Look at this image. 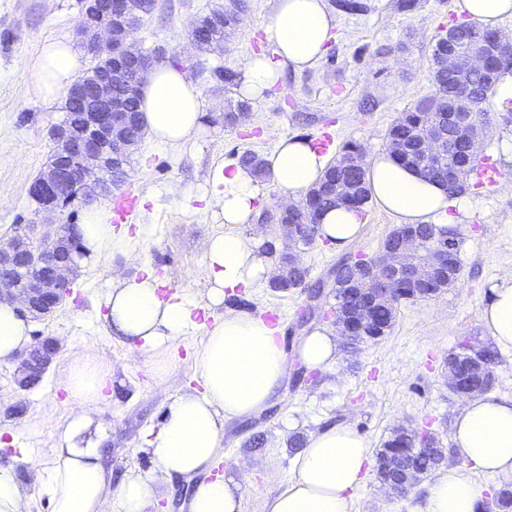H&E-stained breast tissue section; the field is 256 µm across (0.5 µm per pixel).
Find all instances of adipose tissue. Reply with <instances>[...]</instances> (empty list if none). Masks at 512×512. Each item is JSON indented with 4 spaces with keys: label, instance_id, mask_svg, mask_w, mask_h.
Returning <instances> with one entry per match:
<instances>
[{
    "label": "adipose tissue",
    "instance_id": "adipose-tissue-1",
    "mask_svg": "<svg viewBox=\"0 0 512 512\" xmlns=\"http://www.w3.org/2000/svg\"><path fill=\"white\" fill-rule=\"evenodd\" d=\"M456 10L469 22L495 29L512 15V0H456ZM336 26L328 0H275L272 18L263 28L272 52L246 64L237 83L240 97L263 99L280 82L284 68L302 72L316 67ZM81 66L72 43L46 42L32 64V94L55 98ZM139 91V109L151 139L178 147L199 136L207 103L186 72L170 65L154 67ZM265 160L288 202L298 201L329 164L311 140L300 137L279 138ZM366 180L371 202L395 223L457 222L451 209L459 200L449 196L447 186L401 165L391 153L369 161ZM200 200L204 211L232 227L204 243L207 300L219 306L227 293L267 282L272 273L260 238L234 231L256 219L257 180L237 161L225 162L209 169ZM110 219L101 206L85 212L77 230L87 257L132 256L152 234L148 224L138 225L131 235L116 231ZM317 222L321 238L336 249L360 238L361 212L351 206L336 204L322 211ZM161 287L153 268L145 265L120 278L106 298L109 327L150 353L159 374L165 371L173 342L199 326L195 304L164 297ZM481 321L499 348L512 349V272L491 288ZM29 331L15 305L0 303V359L26 347ZM277 333L262 317L225 312L223 320L207 330L195 361L202 392L168 404L161 425L147 439L152 469L128 471L117 482L104 461L101 438L89 434L88 409L99 401L110 372L91 360L77 366L65 384L75 408L57 426L53 462L40 475V490L52 512H153L161 487L175 477L192 485L188 512H241L239 482L211 469L223 450L226 424L268 409L288 377V355ZM339 346L337 334L316 327L301 337L296 353L307 369L326 370L335 365ZM452 442L459 463L447 467L429 488L419 512H480L483 490L470 476L474 469L512 482V397L485 394L466 400L454 419ZM370 465L371 450L363 437L348 424L327 425L309 436L294 459L291 479L265 498L263 512H348L351 493Z\"/></svg>",
    "mask_w": 512,
    "mask_h": 512
}]
</instances>
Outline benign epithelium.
<instances>
[{"label":"benign epithelium","instance_id":"7a95c632","mask_svg":"<svg viewBox=\"0 0 512 512\" xmlns=\"http://www.w3.org/2000/svg\"><path fill=\"white\" fill-rule=\"evenodd\" d=\"M141 0H84L78 34L87 49L112 60V70L102 73L88 88L73 87L75 111L51 128L53 160L29 186V194L41 210L56 213L77 196L90 198L107 195L112 183L104 174H117L120 161L131 141L128 113L113 99L112 71L128 72L137 78L149 70L155 57L132 47L131 38L115 40L116 29L134 31L142 21ZM112 24L102 22L103 16ZM462 38L456 26L448 28L442 41L448 46V72L452 77L450 97L453 102L475 97L469 83L474 72L483 73L485 83L497 80L503 48L512 52V41L499 33L488 35L466 25ZM475 124L473 113L454 109L451 115L429 113L427 131L419 141L424 158L448 167V182L460 174L452 145L463 141L470 155H477L479 137L470 135ZM278 235L288 240L285 260L280 264L279 279L288 278L289 270L302 266L301 248L296 239L298 225L279 224ZM458 245L453 236L426 244L412 224L396 225V244L376 258L356 255L348 265L358 272L347 283L348 292L361 303L336 314L335 324L351 348H356L368 334L376 332L374 307L393 301L395 293L412 299H432L443 290V278L455 267ZM85 257L72 224H29L24 234L0 242V302H15L32 321L53 314L66 298L72 296L71 280L76 258ZM58 353V343L50 338H34L26 350L13 357L17 364L15 382L21 389L37 385ZM448 390L459 398H469L483 387L466 379L456 367L455 355H448ZM397 470V482L380 481L389 493L406 496L416 488L413 472L403 463Z\"/></svg>","mask_w":512,"mask_h":512}]
</instances>
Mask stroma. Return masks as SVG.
Instances as JSON below:
<instances>
[{
  "label": "stroma",
  "instance_id": "stroma-1",
  "mask_svg": "<svg viewBox=\"0 0 512 512\" xmlns=\"http://www.w3.org/2000/svg\"><path fill=\"white\" fill-rule=\"evenodd\" d=\"M364 3L362 12L337 13L336 36L316 68L285 69L279 84L252 104L249 118L235 128L224 125V84L216 71L242 70L253 55L268 52L263 28L272 18L274 0H248L243 23L218 52L192 50L189 32L195 18L227 6L228 0H157L154 13L136 30L138 49L162 50L161 64L184 70L210 102L206 131L177 148L146 138L134 150L122 187L142 204L124 228L132 232L150 224L153 234L138 256L82 261L65 305L33 323L32 335L52 336L62 344L42 382L17 390L14 363L0 360V403L21 408L16 417H0V467L14 475L26 512H51L39 474L53 458L56 424L73 408L64 382L87 355L97 356L111 371L104 396L91 411V429L105 434L107 461L117 476L151 468L148 432L159 427L173 398L201 388L195 359L204 329L175 341L161 377L149 354L109 332L104 296L117 271L130 275L141 264L152 265L166 294H185L201 305L206 326L223 320L228 310L262 316L279 326L292 356L304 332L300 313L309 303L307 292L281 293L263 285L236 291L223 306H208L203 243L223 227L205 211L187 217L182 192H199L212 166L243 151L269 154L282 136L328 142L334 157L349 142L369 158L386 151L392 120L432 94L431 49L459 15L454 0H419L410 12L399 10L397 0ZM83 5L84 0H0V240L10 238L16 225L41 220L28 188L48 163V132L63 119L65 99L35 98L29 63L46 40L73 37ZM487 109L492 126L480 154L499 177L463 196L457 213L463 234L458 282L434 299L401 301L384 338L363 345L357 354L341 353L330 371L302 370L292 357L271 406L226 427L219 467L241 483L242 512H262L264 498L291 475L296 451L288 445L290 438L308 436L328 423H348L374 449L398 425L428 429L443 448H451L452 422L462 402L448 391L445 359L460 341H487L480 312L498 277L512 271V104L502 108L491 101ZM152 193L160 194L159 207L145 204ZM393 225L387 213L367 208L350 254L376 255ZM35 419L40 432L32 435L26 426ZM430 484L423 479L408 496L392 498L369 472L353 491L349 510L418 512Z\"/></svg>",
  "mask_w": 512,
  "mask_h": 512
}]
</instances>
